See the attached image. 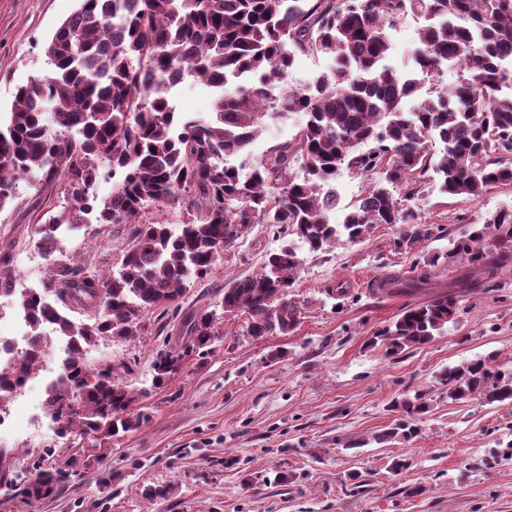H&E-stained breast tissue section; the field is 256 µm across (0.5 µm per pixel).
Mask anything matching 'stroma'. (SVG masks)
<instances>
[{
    "mask_svg": "<svg viewBox=\"0 0 512 512\" xmlns=\"http://www.w3.org/2000/svg\"><path fill=\"white\" fill-rule=\"evenodd\" d=\"M78 0H0V113L10 111L16 86L50 69L46 46ZM69 203L62 181L42 172L19 180L0 210V249L9 257L13 288L42 285L51 274L35 225ZM422 223L440 233L408 252L395 250L396 224L375 225L367 239L337 241L303 252L289 296L298 322L288 335L255 339L246 318L220 314L224 287L259 274L281 239L275 228L251 225L205 277L192 279L176 308L149 316L140 336L105 337L87 354L93 368H111L133 392L131 410L144 414L137 430L102 442L58 437L45 408L49 388L38 371L9 405L14 433L0 436L10 471L31 467L43 449L49 463L73 476L36 503L0 493V512H512V459L486 469L481 458L512 440V404L449 400L440 373L477 359L512 367V260L495 271L493 288L459 263L434 271L410 295H373L378 280L409 278L415 261L446 250L470 223L512 207V183L476 198L444 194L430 175L409 201ZM133 224H86L58 262L96 277L118 269L136 239ZM447 294L458 319L428 344L389 355L368 346L374 332L405 308ZM216 312L218 334L208 353L189 351L185 319ZM286 355L272 359L276 350ZM182 353L176 375L152 388L158 352ZM422 395L428 412L412 441L385 446L372 438L396 417L391 401ZM360 438L361 448H344ZM409 467L390 469L393 459ZM111 473V488L100 478ZM359 473L352 484L350 473ZM145 485H167L147 500Z\"/></svg>",
    "mask_w": 512,
    "mask_h": 512,
    "instance_id": "obj_1",
    "label": "stroma"
}]
</instances>
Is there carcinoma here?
<instances>
[{
  "instance_id": "carcinoma-1",
  "label": "carcinoma",
  "mask_w": 512,
  "mask_h": 512,
  "mask_svg": "<svg viewBox=\"0 0 512 512\" xmlns=\"http://www.w3.org/2000/svg\"><path fill=\"white\" fill-rule=\"evenodd\" d=\"M78 9L46 47L48 74L15 88L11 111L0 123V209L18 178L44 171L61 175L68 208L48 216L35 234L46 252L58 250L63 225L91 220L128 224L152 206L192 197V218L178 230L144 224L118 272L87 277L59 264L42 294H23L31 336L27 352L0 366V415L59 338L71 352L59 363L46 407L65 436L76 430L96 442L139 428L132 396L112 381V369H93L86 352L98 338L132 339L145 317L164 315L182 297L187 281L207 274L224 251L253 224L284 228L293 239L265 255L262 271L224 286L223 314L244 315L255 339L288 335L297 325L288 298L301 262L300 245L324 250L341 238L361 242L376 224H398L397 249L432 238L410 197L429 172L451 196L478 197L512 183V0H78ZM423 20L405 74L388 63L391 32L407 16ZM327 56L328 70L308 90L288 87V70L301 55ZM463 63L455 83H439L448 57ZM190 75L216 89L211 117L200 121L170 106V86ZM301 113L305 124L276 145L245 176L228 160L248 152L265 120ZM440 142L433 152L429 144ZM298 161L302 175L288 174ZM369 178L361 198L331 221L337 194L324 189L342 170ZM112 180L106 198L88 189ZM512 258V207L472 224L446 251L415 262L406 281L389 277L381 293L406 294L429 283L438 266L462 260L493 273ZM72 304L94 307L93 323L63 312ZM458 301L439 295L407 308L368 341L396 355L429 343L457 321ZM209 311L193 315L191 349L215 336ZM52 325V335L43 324ZM181 354L158 353L152 387L161 388L180 366ZM455 401L479 398L512 404V370L474 360L440 374ZM76 398L82 413L61 407ZM401 417L373 437L385 445L408 441L427 412L419 397L396 398ZM55 449L44 448L32 468L10 474L16 492L30 501L52 494L68 470L46 469ZM41 479L24 481L32 471Z\"/></svg>"
}]
</instances>
